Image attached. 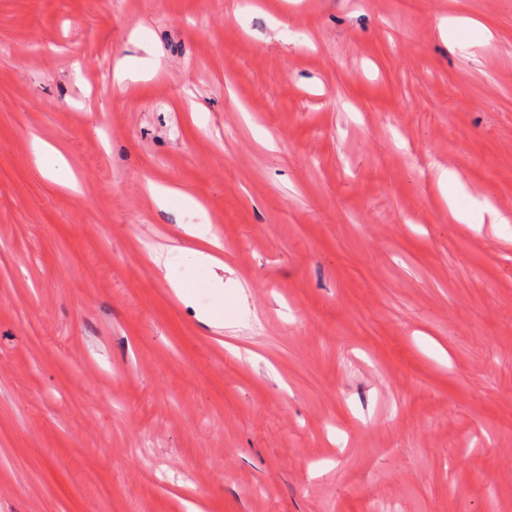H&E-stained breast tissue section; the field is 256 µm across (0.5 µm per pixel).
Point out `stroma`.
<instances>
[{
    "instance_id": "obj_1",
    "label": "stroma",
    "mask_w": 512,
    "mask_h": 512,
    "mask_svg": "<svg viewBox=\"0 0 512 512\" xmlns=\"http://www.w3.org/2000/svg\"><path fill=\"white\" fill-rule=\"evenodd\" d=\"M486 200L512 214L505 0H0V512H512ZM34 151L41 169L53 181L71 192L78 191V183L66 157L54 147L37 141ZM153 198L161 207L178 205L184 208H198L200 203L191 194L181 191L177 188L151 183Z\"/></svg>"
}]
</instances>
